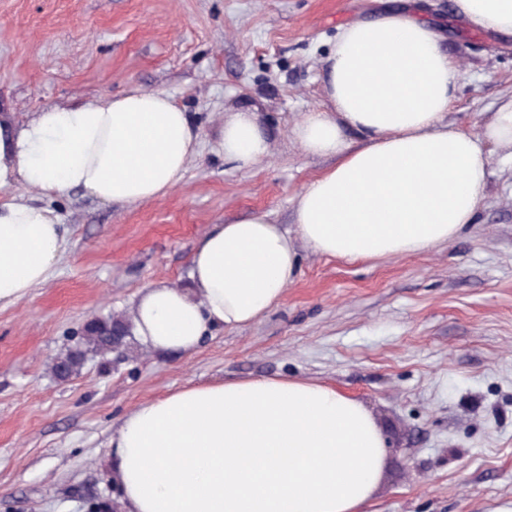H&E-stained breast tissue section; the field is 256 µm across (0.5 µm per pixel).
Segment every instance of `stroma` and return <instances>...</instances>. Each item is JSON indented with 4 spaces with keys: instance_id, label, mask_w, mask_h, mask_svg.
Here are the masks:
<instances>
[{
    "instance_id": "stroma-1",
    "label": "stroma",
    "mask_w": 512,
    "mask_h": 512,
    "mask_svg": "<svg viewBox=\"0 0 512 512\" xmlns=\"http://www.w3.org/2000/svg\"><path fill=\"white\" fill-rule=\"evenodd\" d=\"M459 65L448 120L473 131L512 95V37L472 29L453 0H415ZM387 0H0V116L16 124L75 100L162 91L198 127L179 184L136 204L70 190L48 281L0 309V512H85L112 493L109 441L139 403L175 389L296 376L360 400L385 440L366 512H512V164L488 156L475 223L431 250L347 262L299 246L300 272L259 320L195 352L50 361L86 319L131 312L142 288L191 285L195 245L257 212L294 233L292 198L331 166L294 141L325 101L339 28ZM260 108L272 153L241 169L217 147L228 112Z\"/></svg>"
}]
</instances>
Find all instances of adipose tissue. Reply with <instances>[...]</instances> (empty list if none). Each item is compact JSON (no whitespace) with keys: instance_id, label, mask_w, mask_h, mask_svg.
Segmentation results:
<instances>
[{"instance_id":"ef3b65f1","label":"adipose tissue","mask_w":512,"mask_h":512,"mask_svg":"<svg viewBox=\"0 0 512 512\" xmlns=\"http://www.w3.org/2000/svg\"><path fill=\"white\" fill-rule=\"evenodd\" d=\"M455 6L473 28L512 35V0ZM444 40L407 9L342 27L324 60L325 103L292 128L303 152L335 160L294 196L295 235L266 213L215 225L193 252L191 290L143 289L134 310L139 340L189 354L216 327L260 319L297 277V242L365 261L430 250L474 223L487 147L512 161V97L477 131L449 124L457 68ZM270 145L258 111L225 114V159L250 168ZM198 146V130L162 91L52 106L0 127V309L43 284L66 243L60 216L11 196L13 186L144 202L178 185ZM111 445L125 512H363L385 458L383 433L361 401L288 377L145 400Z\"/></svg>"}]
</instances>
